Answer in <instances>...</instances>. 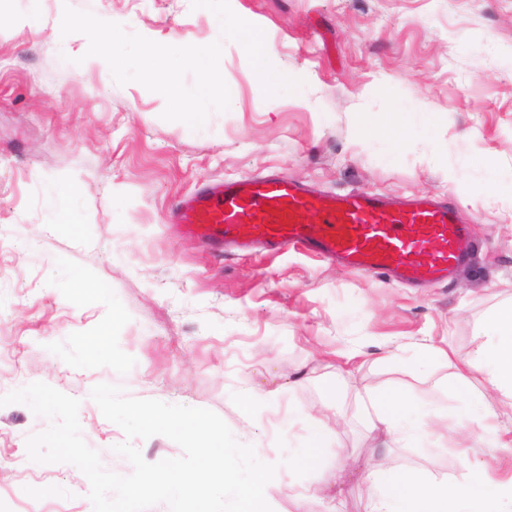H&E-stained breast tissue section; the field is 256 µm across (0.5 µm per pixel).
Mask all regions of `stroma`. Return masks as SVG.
<instances>
[{
    "mask_svg": "<svg viewBox=\"0 0 512 512\" xmlns=\"http://www.w3.org/2000/svg\"><path fill=\"white\" fill-rule=\"evenodd\" d=\"M299 80L265 96L242 45L223 43L230 108L191 129L162 95L118 85L62 36L64 6L169 45L210 42L191 0H0V396L43 382L79 400L82 437L107 470L125 439L91 399L108 383L139 399L205 408L263 462L278 461L276 512H366L367 474L415 470L464 481L494 453L434 436L373 443L359 405L394 393L467 422L453 365L512 303V0H230ZM277 173L322 194L432 196L470 228L471 256L422 289L282 249L216 251L169 224L206 185ZM76 192L51 206L60 182ZM258 395L260 405L242 400ZM47 419L0 407V512H93L87 478L29 460ZM343 465L341 487L281 460L313 434ZM307 488L295 501L291 488Z\"/></svg>",
    "mask_w": 512,
    "mask_h": 512,
    "instance_id": "obj_1",
    "label": "stroma"
}]
</instances>
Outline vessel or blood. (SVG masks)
<instances>
[{
    "instance_id": "vessel-or-blood-1",
    "label": "vessel or blood",
    "mask_w": 512,
    "mask_h": 512,
    "mask_svg": "<svg viewBox=\"0 0 512 512\" xmlns=\"http://www.w3.org/2000/svg\"><path fill=\"white\" fill-rule=\"evenodd\" d=\"M177 222L185 234L219 245L298 247L406 283L448 278L469 241L467 227L434 200L394 206L362 191L315 197L278 175L202 190L181 206Z\"/></svg>"
}]
</instances>
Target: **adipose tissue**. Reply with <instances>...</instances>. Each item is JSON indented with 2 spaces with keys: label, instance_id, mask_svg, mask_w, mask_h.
I'll return each instance as SVG.
<instances>
[{
  "label": "adipose tissue",
  "instance_id": "1",
  "mask_svg": "<svg viewBox=\"0 0 512 512\" xmlns=\"http://www.w3.org/2000/svg\"><path fill=\"white\" fill-rule=\"evenodd\" d=\"M478 334L480 346L455 373L475 413L472 422L452 425L432 410L421 425L398 407L394 395L384 394L370 400L373 440L408 439L425 431L465 453L477 427L503 409L512 410V307L494 314ZM371 483L367 512H512V472L499 474L484 465L461 483L417 471L375 472Z\"/></svg>",
  "mask_w": 512,
  "mask_h": 512
}]
</instances>
